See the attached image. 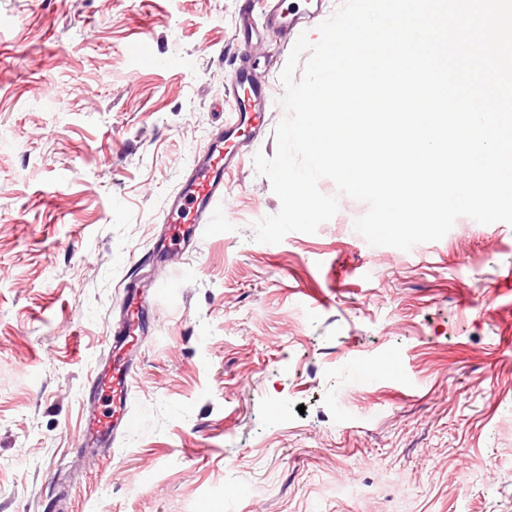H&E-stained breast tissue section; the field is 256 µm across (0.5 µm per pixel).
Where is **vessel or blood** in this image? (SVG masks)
Returning a JSON list of instances; mask_svg holds the SVG:
<instances>
[{
	"label": "vessel or blood",
	"instance_id": "obj_1",
	"mask_svg": "<svg viewBox=\"0 0 512 512\" xmlns=\"http://www.w3.org/2000/svg\"><path fill=\"white\" fill-rule=\"evenodd\" d=\"M237 95V110L231 123L211 138L204 154L197 158L179 190L167 203L164 231L172 244L192 245L199 225L210 223L213 202L222 197L226 178L238 165L245 136L257 135L264 123L267 89L256 82L246 68L231 78ZM150 299L143 291L127 288L121 305V320L112 336L113 347L127 344L135 332L147 329L151 320ZM132 362L107 356L90 382L83 427L78 435L81 447L111 446L120 430L130 429L134 420L127 405Z\"/></svg>",
	"mask_w": 512,
	"mask_h": 512
}]
</instances>
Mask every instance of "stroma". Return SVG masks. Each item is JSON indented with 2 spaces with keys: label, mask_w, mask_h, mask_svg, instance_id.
I'll use <instances>...</instances> for the list:
<instances>
[{
  "label": "stroma",
  "mask_w": 512,
  "mask_h": 512,
  "mask_svg": "<svg viewBox=\"0 0 512 512\" xmlns=\"http://www.w3.org/2000/svg\"><path fill=\"white\" fill-rule=\"evenodd\" d=\"M243 0H0V512H512V225L458 218L402 251L339 209L254 238L279 212V75L300 33L258 30L271 92L213 223L149 262L168 198L235 106ZM158 291L133 427L77 432L125 284ZM383 372L352 379L357 368Z\"/></svg>",
  "instance_id": "obj_1"
}]
</instances>
